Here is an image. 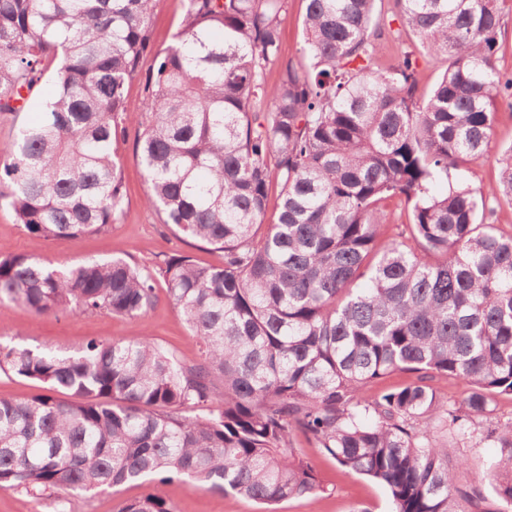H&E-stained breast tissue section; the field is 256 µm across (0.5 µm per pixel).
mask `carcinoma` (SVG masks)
I'll return each instance as SVG.
<instances>
[{"mask_svg": "<svg viewBox=\"0 0 512 512\" xmlns=\"http://www.w3.org/2000/svg\"><path fill=\"white\" fill-rule=\"evenodd\" d=\"M154 0H0V112L48 68L55 91L0 157V200L29 234L63 241L124 212L126 84L151 54L137 153L163 223L221 250L151 271L122 257L58 270L0 258V303L40 315L139 317L157 282L197 339L178 361L147 337L79 352L0 344V370L47 393L0 399V488L89 493L151 480L116 512H174L187 480L263 504L326 491L294 437L378 482L391 512H512V232L455 171L487 152L501 0H395L447 63L429 95L417 59L375 63L376 0H307L303 46L277 86L287 0H187L153 48ZM491 195L512 206V146ZM279 188L274 219L269 194ZM407 223L382 239L385 202ZM394 372L408 379L373 397ZM462 388L450 406L434 381ZM498 449L465 482L462 448Z\"/></svg>", "mask_w": 512, "mask_h": 512, "instance_id": "carcinoma-1", "label": "carcinoma"}]
</instances>
